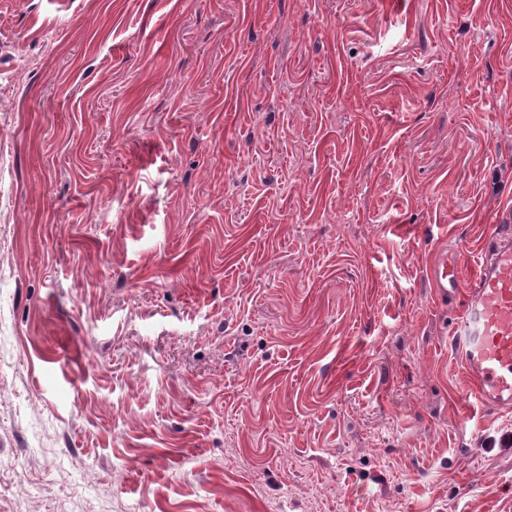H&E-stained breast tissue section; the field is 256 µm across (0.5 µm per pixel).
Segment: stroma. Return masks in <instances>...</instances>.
<instances>
[{
  "label": "stroma",
  "mask_w": 512,
  "mask_h": 512,
  "mask_svg": "<svg viewBox=\"0 0 512 512\" xmlns=\"http://www.w3.org/2000/svg\"><path fill=\"white\" fill-rule=\"evenodd\" d=\"M511 210L512 0H0V512H512ZM512 213L502 216L467 279L455 255H440L429 278L441 299L465 294L451 336L469 379L467 397L512 408Z\"/></svg>",
  "instance_id": "obj_1"
}]
</instances>
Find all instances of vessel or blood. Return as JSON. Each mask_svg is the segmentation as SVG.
I'll use <instances>...</instances> for the list:
<instances>
[{
    "label": "vessel or blood",
    "instance_id": "1",
    "mask_svg": "<svg viewBox=\"0 0 512 512\" xmlns=\"http://www.w3.org/2000/svg\"><path fill=\"white\" fill-rule=\"evenodd\" d=\"M429 278L441 298L463 296L451 336L469 379L467 395L478 403L512 408V213L503 215L465 276L452 254L439 256Z\"/></svg>",
    "mask_w": 512,
    "mask_h": 512
}]
</instances>
